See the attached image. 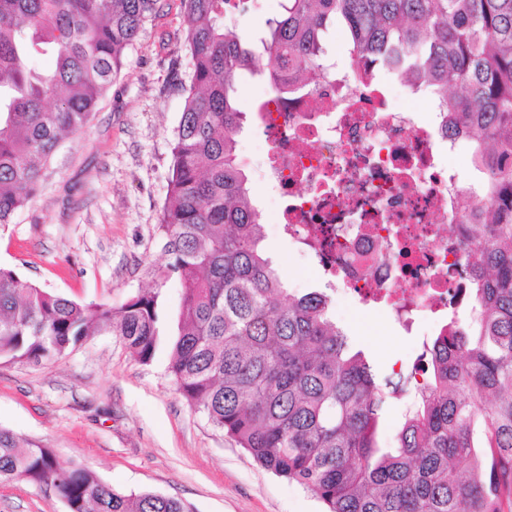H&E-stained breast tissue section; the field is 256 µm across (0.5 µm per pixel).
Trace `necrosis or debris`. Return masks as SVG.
<instances>
[{
  "label": "necrosis or debris",
  "instance_id": "necrosis-or-debris-1",
  "mask_svg": "<svg viewBox=\"0 0 512 512\" xmlns=\"http://www.w3.org/2000/svg\"><path fill=\"white\" fill-rule=\"evenodd\" d=\"M255 112L279 222L324 277L365 303L388 302L406 323L466 306L473 213L458 206L460 190L440 163L450 144L442 122L417 123L390 105L386 88L369 91L335 70Z\"/></svg>",
  "mask_w": 512,
  "mask_h": 512
}]
</instances>
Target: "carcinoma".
Listing matches in <instances>:
<instances>
[{
  "instance_id": "1",
  "label": "carcinoma",
  "mask_w": 512,
  "mask_h": 512,
  "mask_svg": "<svg viewBox=\"0 0 512 512\" xmlns=\"http://www.w3.org/2000/svg\"><path fill=\"white\" fill-rule=\"evenodd\" d=\"M155 0H0V226L36 194L65 133L82 129ZM229 0H181L191 71L174 131L159 230L182 290L170 373L188 405L326 512H506L512 506V0H283L254 42L224 26ZM348 29L356 78L430 91L448 138L474 141L487 209L467 256L473 328L425 346L430 369L384 374L315 290L288 291L261 245V214L236 154L238 85L267 56L290 95L325 74L329 26ZM52 51L43 74L31 58ZM55 99L48 108L45 103ZM159 290L120 307L49 292L0 266V359L45 364L99 331L142 363L158 347ZM412 395L395 448L378 446L389 400ZM50 486L68 512H191L124 493L0 427V482Z\"/></svg>"
}]
</instances>
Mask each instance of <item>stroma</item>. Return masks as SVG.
I'll return each instance as SVG.
<instances>
[{
  "instance_id": "stroma-1",
  "label": "stroma",
  "mask_w": 512,
  "mask_h": 512,
  "mask_svg": "<svg viewBox=\"0 0 512 512\" xmlns=\"http://www.w3.org/2000/svg\"><path fill=\"white\" fill-rule=\"evenodd\" d=\"M281 12V0H248L224 21L249 41ZM187 28L181 0H157L91 122L62 138L37 194L0 227V265L76 301L117 307L161 286L168 336L177 331L182 289L174 277L157 284L155 274L168 262L158 227L190 72ZM261 151L247 119L238 160L262 215L264 247L289 291L326 292L337 324L384 372L412 370L432 323L404 327L389 309L362 306L316 275L311 258L276 229L277 202L256 167ZM168 365L167 346L144 364L106 332L54 363L0 360V427L41 441L61 466L81 464L126 493L181 498L193 512H324L312 492L263 468L191 409ZM0 512L67 508L49 486L15 480L0 483Z\"/></svg>"
}]
</instances>
